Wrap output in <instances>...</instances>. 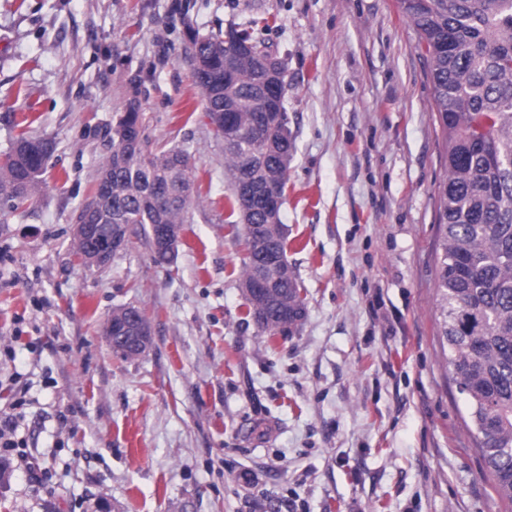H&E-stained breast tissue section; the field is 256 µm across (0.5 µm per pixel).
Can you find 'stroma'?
Instances as JSON below:
<instances>
[{
  "label": "stroma",
  "mask_w": 512,
  "mask_h": 512,
  "mask_svg": "<svg viewBox=\"0 0 512 512\" xmlns=\"http://www.w3.org/2000/svg\"><path fill=\"white\" fill-rule=\"evenodd\" d=\"M237 24L287 66L282 221L307 314H248L224 144L191 77L188 28ZM396 0H0V155L54 150L0 223V416L18 414L0 512H512L436 334L444 139ZM149 148L192 157L175 262L140 230L101 271L71 241L132 80ZM143 309L152 343L103 322ZM25 405H18V398Z\"/></svg>",
  "instance_id": "stroma-1"
}]
</instances>
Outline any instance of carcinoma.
Listing matches in <instances>:
<instances>
[{
	"instance_id": "1",
	"label": "carcinoma",
	"mask_w": 512,
	"mask_h": 512,
	"mask_svg": "<svg viewBox=\"0 0 512 512\" xmlns=\"http://www.w3.org/2000/svg\"><path fill=\"white\" fill-rule=\"evenodd\" d=\"M429 62L433 118L444 134L446 175L438 186L434 286L448 366L464 396L479 450L499 496L512 504V0H397ZM228 31L188 30L193 76L215 135L224 140V175L242 223L240 285L257 326L274 337L297 328L305 299L288 263V229L270 214L267 188L285 197L297 148L288 130L285 67L268 112L253 52ZM140 88L112 124L110 151L90 195L89 223L99 240L129 238L140 226L151 241L161 224L183 228L193 196L190 155L147 148ZM48 139L20 134L0 157V223H8L43 185Z\"/></svg>"
}]
</instances>
